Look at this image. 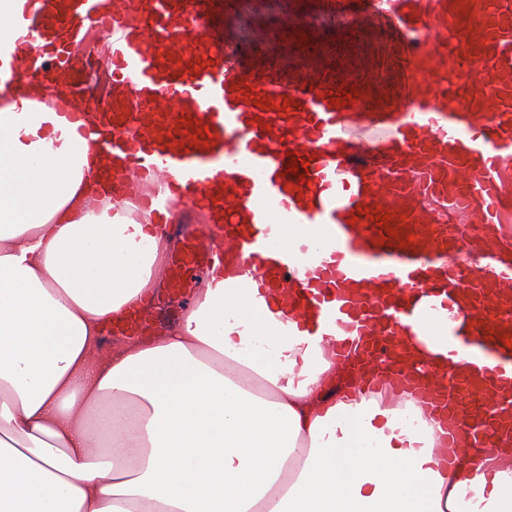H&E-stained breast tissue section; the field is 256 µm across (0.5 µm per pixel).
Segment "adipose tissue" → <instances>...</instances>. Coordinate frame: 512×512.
Returning a JSON list of instances; mask_svg holds the SVG:
<instances>
[{
  "mask_svg": "<svg viewBox=\"0 0 512 512\" xmlns=\"http://www.w3.org/2000/svg\"><path fill=\"white\" fill-rule=\"evenodd\" d=\"M0 82V512H512V457L448 466L440 423L264 311L237 257L156 336L105 349L173 247L113 204L51 89Z\"/></svg>",
  "mask_w": 512,
  "mask_h": 512,
  "instance_id": "obj_1",
  "label": "adipose tissue"
}]
</instances>
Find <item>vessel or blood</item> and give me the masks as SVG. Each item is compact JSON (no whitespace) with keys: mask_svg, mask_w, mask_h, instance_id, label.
I'll return each instance as SVG.
<instances>
[{"mask_svg":"<svg viewBox=\"0 0 512 512\" xmlns=\"http://www.w3.org/2000/svg\"><path fill=\"white\" fill-rule=\"evenodd\" d=\"M264 0H39L0 17L13 66L0 80L72 72L68 45L110 33L112 100L96 126L58 87L65 118L121 175L113 200L150 179L142 207L178 222L210 207L208 243L182 270L244 257L268 307L327 336L337 360L356 341L414 380L464 448L512 451V0H285L244 39L222 19ZM381 31L380 76L342 79L354 40ZM357 90L343 103L345 87ZM308 159L305 176L287 170ZM409 235L383 245L377 215ZM286 224L305 233L275 250ZM427 338L439 360L415 357Z\"/></svg>","mask_w":512,"mask_h":512,"instance_id":"1","label":"vessel or blood"}]
</instances>
